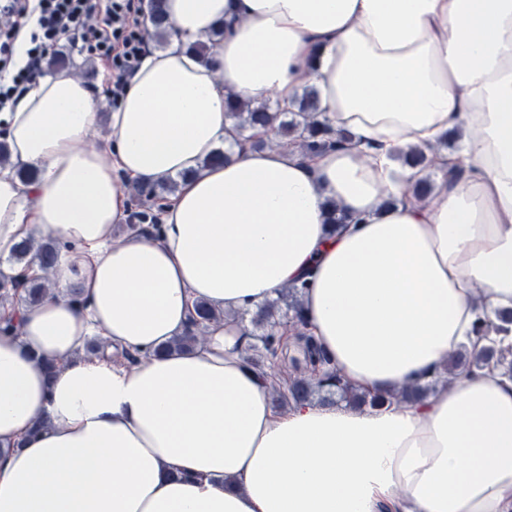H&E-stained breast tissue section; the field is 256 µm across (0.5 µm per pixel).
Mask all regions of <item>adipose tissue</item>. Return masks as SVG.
<instances>
[{"label":"adipose tissue","mask_w":512,"mask_h":512,"mask_svg":"<svg viewBox=\"0 0 512 512\" xmlns=\"http://www.w3.org/2000/svg\"><path fill=\"white\" fill-rule=\"evenodd\" d=\"M173 23L109 116L59 72L0 113L33 169L0 168V259L60 243L40 304L0 303V512H512V378L485 365L378 408L280 411L237 345L242 314L305 284L308 329L351 387L438 378L512 309V0H165ZM206 56L190 45L216 26ZM349 135L306 159L236 145L225 95ZM455 134L425 204L401 152ZM224 148L223 164L204 159ZM461 165L452 182L447 166ZM181 181L150 232L114 236L134 182ZM348 215L327 222V203ZM198 347L159 349L194 305ZM108 347L83 354L92 337ZM134 350L138 364H119ZM57 367L47 371L41 355ZM222 314L215 311L206 301H199L195 305L194 315L183 334L174 337L164 348L167 353L191 350L200 344V336H204V329L213 322H219Z\"/></svg>","instance_id":"ef3b65f1"}]
</instances>
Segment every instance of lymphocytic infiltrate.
<instances>
[{
  "label": "lymphocytic infiltrate",
  "mask_w": 512,
  "mask_h": 512,
  "mask_svg": "<svg viewBox=\"0 0 512 512\" xmlns=\"http://www.w3.org/2000/svg\"><path fill=\"white\" fill-rule=\"evenodd\" d=\"M141 13L140 0H0V112L13 107L64 42L97 55L113 73V99H120L147 45ZM25 29L29 47L19 61L15 44Z\"/></svg>",
  "instance_id": "obj_1"
}]
</instances>
